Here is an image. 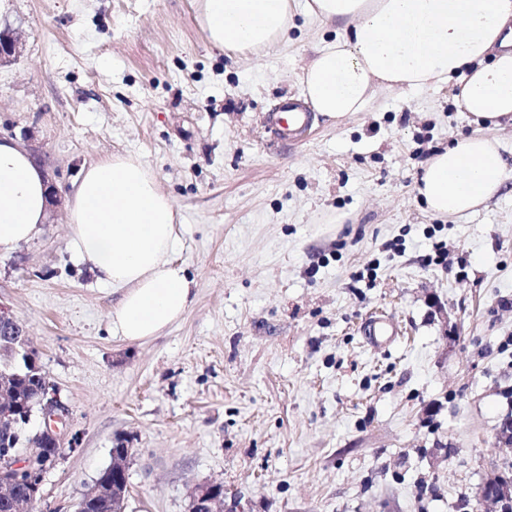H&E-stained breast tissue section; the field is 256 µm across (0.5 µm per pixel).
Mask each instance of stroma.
<instances>
[{"label":"stroma","instance_id":"obj_1","mask_svg":"<svg viewBox=\"0 0 512 512\" xmlns=\"http://www.w3.org/2000/svg\"><path fill=\"white\" fill-rule=\"evenodd\" d=\"M0 137L37 152L60 203L0 254V303L70 410L38 512H73L132 448L125 512H189L223 484L245 512H471L512 472V177L474 213H429L430 154L475 126L452 85L385 89L283 139L268 113L335 27L295 13L256 54L213 47L198 0H9ZM133 154L174 201L185 315L131 343L67 222L83 165ZM448 265L423 261L433 240ZM392 319L373 348L368 316Z\"/></svg>","mask_w":512,"mask_h":512}]
</instances>
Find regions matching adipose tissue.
Returning a JSON list of instances; mask_svg holds the SVG:
<instances>
[{
  "label": "adipose tissue",
  "mask_w": 512,
  "mask_h": 512,
  "mask_svg": "<svg viewBox=\"0 0 512 512\" xmlns=\"http://www.w3.org/2000/svg\"><path fill=\"white\" fill-rule=\"evenodd\" d=\"M304 12L343 29L303 73L314 111L339 119L367 111L382 88L457 81L456 98L479 129L430 159L419 193L447 217L497 193L507 164L486 130L512 123V0H305ZM199 20L213 45L257 53L287 35L291 0H200ZM47 199L44 170L13 139H0V253L34 237ZM68 222L79 261L120 294L116 335L143 341L186 313L193 296L174 259L175 206L140 160L114 155L84 166Z\"/></svg>",
  "instance_id": "obj_1"
}]
</instances>
